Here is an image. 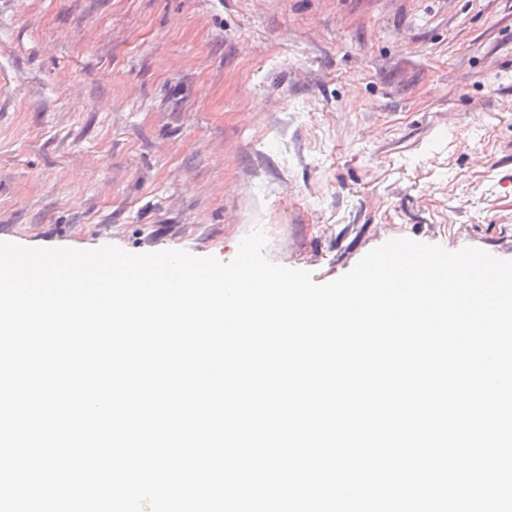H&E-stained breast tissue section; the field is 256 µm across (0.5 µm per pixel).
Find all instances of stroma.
I'll use <instances>...</instances> for the list:
<instances>
[{"instance_id": "35a3bbf8", "label": "stroma", "mask_w": 512, "mask_h": 512, "mask_svg": "<svg viewBox=\"0 0 512 512\" xmlns=\"http://www.w3.org/2000/svg\"><path fill=\"white\" fill-rule=\"evenodd\" d=\"M325 283L408 238L512 260V0H0V241Z\"/></svg>"}]
</instances>
